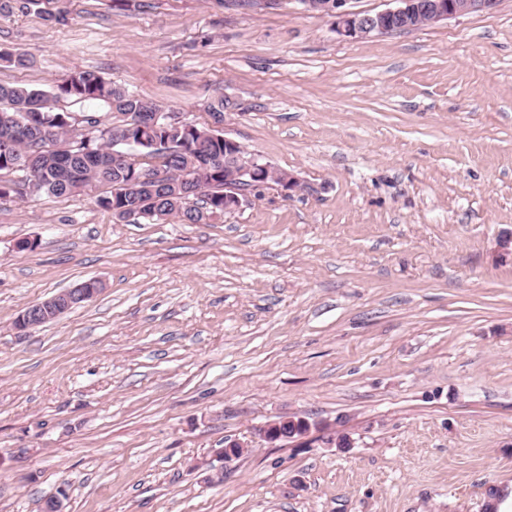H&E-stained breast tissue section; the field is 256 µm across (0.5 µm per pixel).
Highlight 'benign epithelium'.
<instances>
[{"instance_id": "1", "label": "benign epithelium", "mask_w": 512, "mask_h": 512, "mask_svg": "<svg viewBox=\"0 0 512 512\" xmlns=\"http://www.w3.org/2000/svg\"><path fill=\"white\" fill-rule=\"evenodd\" d=\"M305 9L334 18L336 33L349 39L383 35L390 32L394 24L411 29L419 22L433 23L444 19L487 12L494 9L500 0H396L398 6L377 13H355L344 9L347 0H301ZM171 124L183 134L197 132L196 125L180 120L173 112H154L151 116L137 117L139 140L146 143L158 128L159 122ZM279 182L284 191L305 188L301 180L288 172L276 169L259 161L257 157L242 152L241 145L228 137L224 138V211L230 212L247 202L244 187H261ZM101 291L100 281L91 279L77 286L72 297L61 301H42L28 306L22 314L18 329L37 326L40 320H49L70 310L78 299L90 300ZM284 419L267 425L262 434L267 442L275 443L288 437Z\"/></svg>"}]
</instances>
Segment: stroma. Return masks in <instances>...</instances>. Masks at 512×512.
Returning a JSON list of instances; mask_svg holds the SVG:
<instances>
[{"instance_id": "1", "label": "stroma", "mask_w": 512, "mask_h": 512, "mask_svg": "<svg viewBox=\"0 0 512 512\" xmlns=\"http://www.w3.org/2000/svg\"><path fill=\"white\" fill-rule=\"evenodd\" d=\"M0 45L36 60L0 82L96 70L304 184L205 224L118 222L95 187L0 199V512H485L512 488V0L355 41L301 0H32ZM289 417L311 431L259 435ZM100 283L101 282L99 280L91 279L73 288L78 289V291L74 292L72 297L67 298L65 301H50L51 299H49L28 306L27 309L25 308L26 311L21 316L18 329L26 330L36 327L38 326L37 323L39 320L47 321L51 318L62 315L66 311L70 310V307L73 306L75 300L83 299L88 301L94 298L102 290Z\"/></svg>"}]
</instances>
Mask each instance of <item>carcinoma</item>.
I'll return each instance as SVG.
<instances>
[{
    "instance_id": "carcinoma-1",
    "label": "carcinoma",
    "mask_w": 512,
    "mask_h": 512,
    "mask_svg": "<svg viewBox=\"0 0 512 512\" xmlns=\"http://www.w3.org/2000/svg\"><path fill=\"white\" fill-rule=\"evenodd\" d=\"M0 62L26 70L35 60L24 52L0 47ZM60 99L77 103L97 101L110 112L127 116L131 112H158L160 108L132 93L104 81L95 70H80L52 85L36 89L22 84L0 83V173L16 171L25 161L30 162L33 179L39 192L61 197L83 191L97 184L105 191L97 204L114 215H130V223L154 219L161 215L185 222L188 212L199 207L210 213L224 212V139H209L192 154L179 149L181 135L158 128L157 143L142 148V152L161 162L167 180L177 182L192 176L201 186V194H190L176 207L160 190H137L132 184V167H112V133L122 132V138L138 141V132L129 124H113L98 128L100 121H88L93 136H82L79 144L67 145L74 129L70 116L55 107ZM45 114L44 128L20 124L24 115Z\"/></svg>"
}]
</instances>
